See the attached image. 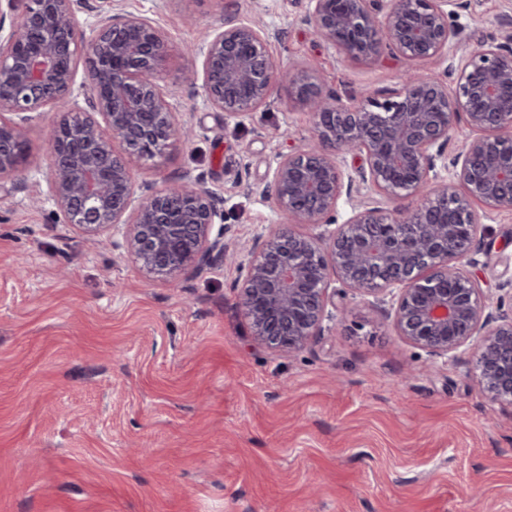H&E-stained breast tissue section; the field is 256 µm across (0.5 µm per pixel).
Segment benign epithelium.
<instances>
[{
	"instance_id": "obj_1",
	"label": "benign epithelium",
	"mask_w": 512,
	"mask_h": 512,
	"mask_svg": "<svg viewBox=\"0 0 512 512\" xmlns=\"http://www.w3.org/2000/svg\"><path fill=\"white\" fill-rule=\"evenodd\" d=\"M0 9V182L17 180L28 112H52L74 95L83 67L84 105L51 132V199L66 223L88 233L125 224V248L157 275L202 272L226 257L224 232L209 192L186 176L134 196L128 156L192 136L179 122L157 73L168 53L163 33L141 16L97 15L84 30L87 0H6ZM456 0H308L314 37L344 57L385 54L412 63L446 59L470 42L449 22ZM264 26L233 23L208 32L198 49L210 106L230 118L267 105L273 84L308 111L312 136L280 154L269 189L279 223L243 244L252 259L240 301L258 341L295 353L322 334L331 280L363 294L396 295L398 335L432 358L448 359L477 341L481 383L494 400L512 401V308L491 302L475 276L481 223L474 198L512 208V34L481 41L448 66V79L409 71L396 86L345 102L303 69L283 70L266 47ZM80 117L70 145H58L68 116ZM102 116V129L96 116ZM469 130L448 160L459 121ZM359 159L345 173L346 156ZM452 166L437 179L438 163ZM414 206L363 203L343 224L339 200L356 182ZM334 224L309 235L301 225Z\"/></svg>"
}]
</instances>
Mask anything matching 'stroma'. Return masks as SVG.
Returning <instances> with one entry per match:
<instances>
[{
  "label": "stroma",
  "instance_id": "stroma-1",
  "mask_svg": "<svg viewBox=\"0 0 512 512\" xmlns=\"http://www.w3.org/2000/svg\"><path fill=\"white\" fill-rule=\"evenodd\" d=\"M171 52L160 82L194 136L131 163L135 194L184 175L210 191L228 249L278 215L265 190L279 153L312 133L275 84L229 118L188 45L224 20H262L282 66L342 99L394 86L407 61L346 59L315 39L307 0H119ZM512 0H459L450 21L499 36ZM54 113L28 115L20 185L0 182V512H512V404L491 401L476 344L433 359L369 295L337 290L300 352L255 340L239 300L247 254L202 273L149 274L126 227L92 236L51 200ZM475 271L512 284V208L476 204Z\"/></svg>",
  "mask_w": 512,
  "mask_h": 512
}]
</instances>
